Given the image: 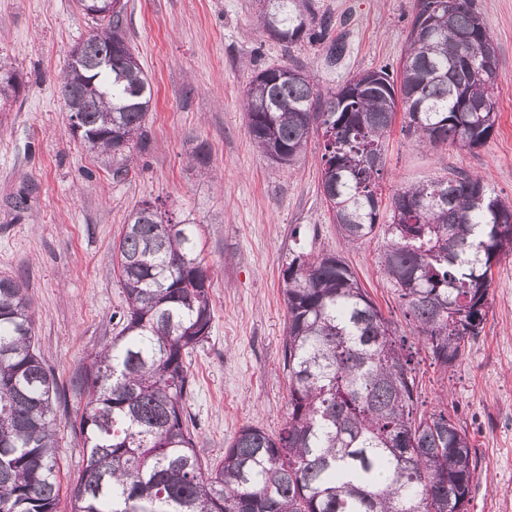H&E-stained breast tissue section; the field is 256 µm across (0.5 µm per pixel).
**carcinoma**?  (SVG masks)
<instances>
[{
  "label": "carcinoma",
  "instance_id": "1",
  "mask_svg": "<svg viewBox=\"0 0 512 512\" xmlns=\"http://www.w3.org/2000/svg\"><path fill=\"white\" fill-rule=\"evenodd\" d=\"M260 24L283 46L322 41L332 19L299 34L308 0H263ZM93 24L65 66L58 94L81 142L128 173L125 136L145 137L152 87L126 36L125 5L86 0ZM489 77L480 76L485 52ZM112 56V68L99 66ZM496 43L474 0H417L399 78L386 67L334 91L298 66L257 72L246 90L251 137L290 166L314 135L324 142L321 193L342 237L371 236L383 203L386 136L403 112L419 142L482 145L498 119ZM0 63V100L16 95ZM381 268L419 340L453 365L487 317L491 268L512 254V202L463 172L394 190ZM113 259L126 307L121 328L89 355L91 397L77 427L86 465L70 512H467L477 462L443 409L416 414L413 353L335 254L298 253L283 271L289 413L281 431L245 425L221 462L203 467L185 407L186 360L210 334V281L194 220L149 203L129 214ZM58 383L34 344L22 281L0 278V512H57L54 402Z\"/></svg>",
  "mask_w": 512,
  "mask_h": 512
}]
</instances>
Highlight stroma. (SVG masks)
I'll list each match as a JSON object with an SVG mask.
<instances>
[{"label": "stroma", "instance_id": "35a3bbf8", "mask_svg": "<svg viewBox=\"0 0 512 512\" xmlns=\"http://www.w3.org/2000/svg\"><path fill=\"white\" fill-rule=\"evenodd\" d=\"M417 0H312L335 26L328 40L284 47L260 28V0H127L131 47L154 90L144 145L127 175L113 177L73 137L58 97L68 51L91 31L75 0H0V58L22 78L0 107V277L22 280L34 333L59 388V479H79L85 460L74 431L89 399L78 377L119 327L125 306L113 265L129 213L156 203L173 220L194 218L210 275V335L192 356L186 403L202 460L221 459L240 428L278 433L288 417L282 271L291 253L340 255L392 322L416 342L403 303L379 268L383 232L346 242L322 194L323 142L314 137L290 166L257 150L244 108L257 71L298 65L323 88L353 74L397 67ZM499 47L498 121L480 147L426 146L395 119L387 135L384 189L464 171L512 200V0H475ZM345 43L341 59L331 40ZM210 150L197 167L190 151ZM416 359L418 409L446 401L467 430L477 471L468 512H512V255L492 268L488 315L461 358L443 369Z\"/></svg>", "mask_w": 512, "mask_h": 512}]
</instances>
